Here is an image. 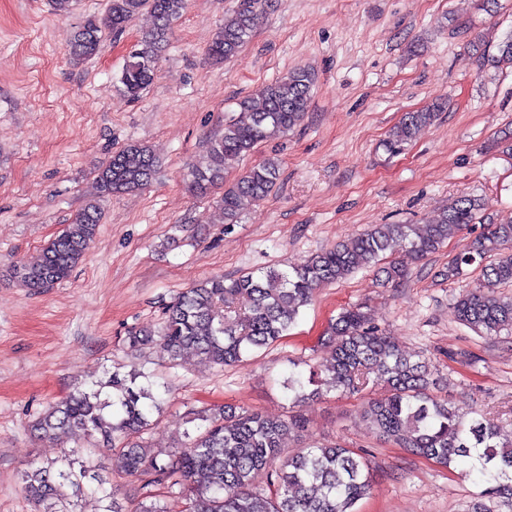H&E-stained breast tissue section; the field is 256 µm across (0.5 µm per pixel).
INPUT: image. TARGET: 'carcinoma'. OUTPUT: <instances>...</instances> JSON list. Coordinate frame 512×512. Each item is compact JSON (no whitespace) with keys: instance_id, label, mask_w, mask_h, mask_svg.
<instances>
[{"instance_id":"obj_1","label":"carcinoma","mask_w":512,"mask_h":512,"mask_svg":"<svg viewBox=\"0 0 512 512\" xmlns=\"http://www.w3.org/2000/svg\"><path fill=\"white\" fill-rule=\"evenodd\" d=\"M266 2L237 0L208 45L212 62L238 55L253 37ZM186 5L187 0H109L102 17L86 20L75 33L69 54L75 61L95 57L102 32H120L142 10H149L153 26L137 40L118 77L121 93L136 100L154 82L158 56L168 46ZM495 49L491 61L512 66V31L498 40ZM314 81V72L298 68L240 100L238 115L226 121L224 133L210 142L206 161L191 166L192 192L205 195L214 187H224L217 200L224 223H236L244 210L267 198L281 172L280 161L267 158L227 186L226 163L250 155L259 143L299 125L309 111ZM442 108L433 103L404 113L389 134L387 150L400 151L434 122ZM155 167L149 146L129 144L98 170L99 194L139 191L149 184ZM482 207L481 199L460 196L423 228L374 224L352 242L317 252L289 270L269 267L257 275L198 283L174 298L160 331L132 328L127 342L132 348L155 343L173 362L187 350L208 365L241 362L244 355L287 336L300 308L311 302L319 286L378 265L401 240L403 254L383 268L385 283L398 281L409 265L427 259L449 238L476 223ZM100 218L99 204H86L74 222L43 247L38 260L11 263V277L34 292L53 288L95 241ZM473 265L480 268L479 283L456 296L458 320L479 334L512 332V298L499 294L500 288L512 286V216L483 225L448 262L443 276L455 280ZM326 336L324 377L315 371L309 378L324 389L313 390L312 396L323 390L354 395L371 382L385 384V397L369 402L364 411L380 436L445 467L466 463L484 485L482 496L512 501V429L483 413L436 399L430 391L432 365L407 355L370 323L360 306L342 309L328 324ZM140 376L135 371L123 377L113 374L110 395L93 386L71 392L51 404L32 429L42 436L83 432L93 447L110 453L113 468L141 479L143 488H179L188 500L187 512H359V503L370 494L366 461L347 447L309 445L281 458L285 436L298 435L306 427L298 414L271 418L214 406L194 412L193 431L184 432V440L171 450L150 447L143 435L154 425L152 412L159 410V401L149 388L137 384ZM90 471L89 462L72 454L32 463L22 474V490L34 512H77L75 498L84 494L83 480L91 479L96 482L93 492L109 501L105 512H121L116 490L105 487ZM262 471L267 473V485L258 488L253 481Z\"/></svg>"}]
</instances>
